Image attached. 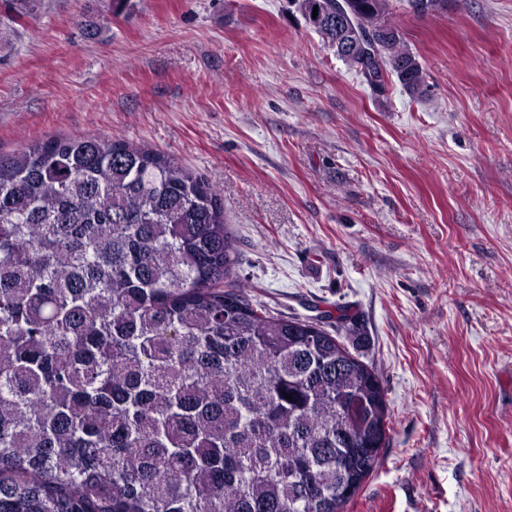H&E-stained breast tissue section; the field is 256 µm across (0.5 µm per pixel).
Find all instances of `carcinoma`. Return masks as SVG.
Instances as JSON below:
<instances>
[{
	"label": "carcinoma",
	"mask_w": 512,
	"mask_h": 512,
	"mask_svg": "<svg viewBox=\"0 0 512 512\" xmlns=\"http://www.w3.org/2000/svg\"><path fill=\"white\" fill-rule=\"evenodd\" d=\"M292 2L366 81L423 94L388 0L339 21ZM237 266L221 193L162 152L91 134L0 153V512H344L391 430L341 341L356 316L275 315Z\"/></svg>",
	"instance_id": "obj_1"
}]
</instances>
